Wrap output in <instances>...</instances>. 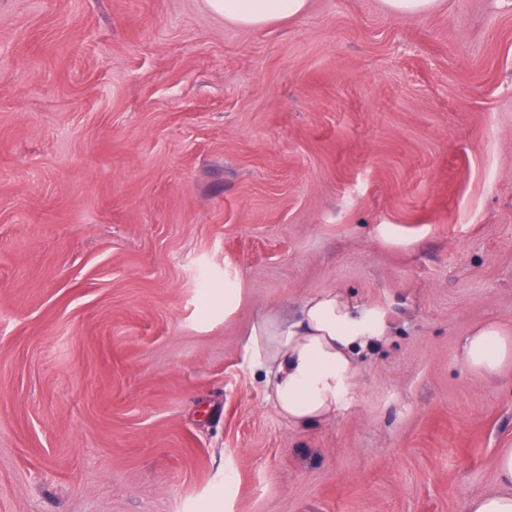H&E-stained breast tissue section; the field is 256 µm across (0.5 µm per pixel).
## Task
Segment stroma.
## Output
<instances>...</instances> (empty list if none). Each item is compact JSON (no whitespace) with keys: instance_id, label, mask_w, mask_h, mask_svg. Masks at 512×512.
I'll return each instance as SVG.
<instances>
[{"instance_id":"stroma-1","label":"stroma","mask_w":512,"mask_h":512,"mask_svg":"<svg viewBox=\"0 0 512 512\" xmlns=\"http://www.w3.org/2000/svg\"><path fill=\"white\" fill-rule=\"evenodd\" d=\"M332 288L391 334L295 426L244 334ZM488 321L512 0H0V512H465L512 448V364L460 358ZM209 9L225 20L257 28L304 14L310 0H206ZM385 9L395 17L403 18L426 14L443 5L444 0H382Z\"/></svg>"}]
</instances>
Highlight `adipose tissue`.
Segmentation results:
<instances>
[{
  "instance_id": "obj_1",
  "label": "adipose tissue",
  "mask_w": 512,
  "mask_h": 512,
  "mask_svg": "<svg viewBox=\"0 0 512 512\" xmlns=\"http://www.w3.org/2000/svg\"><path fill=\"white\" fill-rule=\"evenodd\" d=\"M310 0H207L225 20L257 28L304 14ZM386 321L359 309L343 292L330 289L302 305L295 321L261 312L245 338L244 357L258 371L277 411L296 425L331 418L351 389L359 349L381 340ZM461 356L473 373L491 378L512 362V332L497 323L475 327ZM501 490L473 496L467 512H512V448L497 461Z\"/></svg>"
}]
</instances>
